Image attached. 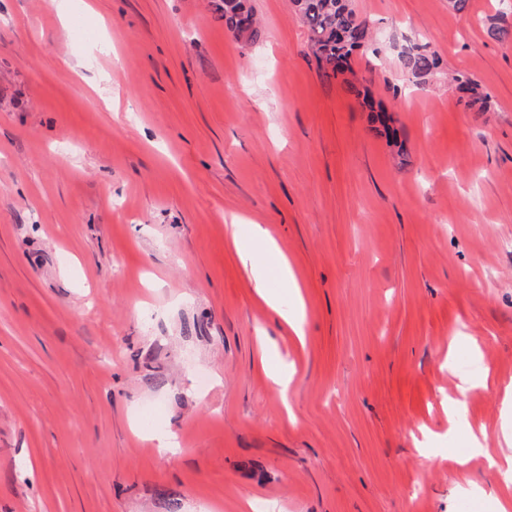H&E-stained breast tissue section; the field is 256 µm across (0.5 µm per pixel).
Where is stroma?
Returning <instances> with one entry per match:
<instances>
[{
	"mask_svg": "<svg viewBox=\"0 0 512 512\" xmlns=\"http://www.w3.org/2000/svg\"><path fill=\"white\" fill-rule=\"evenodd\" d=\"M249 3L246 46L210 0H0V512H495L485 459L453 455L512 433V42L487 34L512 0H352L395 146L289 0ZM409 39L442 60L422 85ZM234 215L287 253L305 345ZM482 369L449 433L451 371ZM456 83V89L459 96V101L464 104L465 107L471 108L476 104H480L482 111H485L488 107V96L487 94H481L478 89L479 85L464 74H457L452 78ZM238 220L232 217L230 224H225L227 241L251 280L256 298L285 326L289 336L304 345L307 307L287 255L261 224H243ZM289 294L291 304L285 301ZM487 436L484 432L470 431L464 438V450L455 458L459 465H465L472 457L482 455L485 452Z\"/></svg>",
	"mask_w": 512,
	"mask_h": 512,
	"instance_id": "obj_1",
	"label": "stroma"
}]
</instances>
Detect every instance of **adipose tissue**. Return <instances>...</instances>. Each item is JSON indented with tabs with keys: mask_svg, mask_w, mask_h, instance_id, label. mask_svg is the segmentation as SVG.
I'll return each instance as SVG.
<instances>
[{
	"mask_svg": "<svg viewBox=\"0 0 512 512\" xmlns=\"http://www.w3.org/2000/svg\"><path fill=\"white\" fill-rule=\"evenodd\" d=\"M225 230L256 298L277 317L290 336L297 342H305L307 307L287 255L262 225L234 219Z\"/></svg>",
	"mask_w": 512,
	"mask_h": 512,
	"instance_id": "ef3b65f1",
	"label": "adipose tissue"
}]
</instances>
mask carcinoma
Wrapping results in <instances>:
<instances>
[{"label": "carcinoma", "instance_id": "carcinoma-1", "mask_svg": "<svg viewBox=\"0 0 512 512\" xmlns=\"http://www.w3.org/2000/svg\"><path fill=\"white\" fill-rule=\"evenodd\" d=\"M299 21L307 27L309 41L319 65L336 77L350 69L349 59L354 51L369 46L371 31L366 20L351 8L350 0H291ZM215 12L224 19V28L233 36L251 45L260 38V27L252 9L244 0H220L214 4ZM490 37L501 42L512 41V22L493 18L488 26ZM403 68L420 84L432 75L440 65L437 54L423 44H413L401 53ZM459 93V101L465 107L480 105L488 107V96L478 91V84L464 74L453 77ZM348 90L362 98L361 106L369 112L375 130L388 133L390 127L384 110L375 107L368 91L360 90L356 84L344 80Z\"/></svg>", "mask_w": 512, "mask_h": 512}]
</instances>
